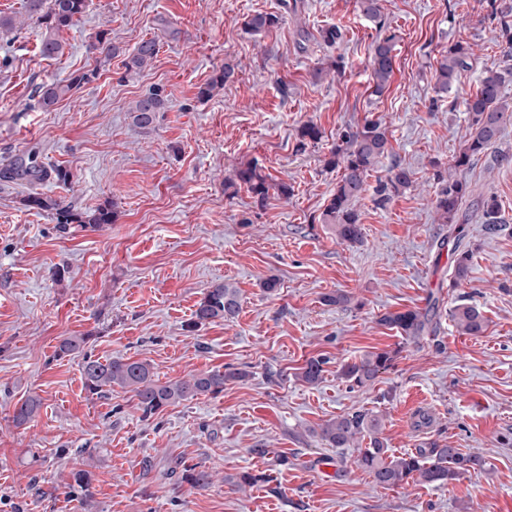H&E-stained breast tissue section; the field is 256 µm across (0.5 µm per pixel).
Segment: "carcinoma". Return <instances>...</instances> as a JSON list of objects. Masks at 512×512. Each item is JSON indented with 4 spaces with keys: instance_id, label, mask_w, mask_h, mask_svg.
Here are the masks:
<instances>
[{
    "instance_id": "cac0c4a2",
    "label": "carcinoma",
    "mask_w": 512,
    "mask_h": 512,
    "mask_svg": "<svg viewBox=\"0 0 512 512\" xmlns=\"http://www.w3.org/2000/svg\"><path fill=\"white\" fill-rule=\"evenodd\" d=\"M87 0H26V9L21 16L0 15V33L20 30L28 20H36L45 25V33L40 43V52L48 58L63 54V42L59 32L74 25L85 13ZM279 17L271 13L258 12L245 17L244 29L252 34H260L275 27ZM89 50L108 61L119 54L117 47L98 34ZM394 35H377L370 50V94L380 96L385 91L393 72ZM159 51V41L150 38L141 41L122 61L126 73H137L148 67ZM472 55L470 47L459 43L448 46L437 61L435 70V91L448 93L458 82L462 71L468 68L467 59ZM98 76V69L84 71L64 81H52L37 87V105L45 111L55 106L78 89ZM235 66L226 63L218 75L199 87L197 99L203 101L213 96L218 88L233 81ZM512 81V65L493 66L484 70L475 93L464 101L470 136L465 147L454 159V168H466L475 157L486 153L497 143L503 126L512 122V99L503 94L506 82ZM168 104L165 90L160 85L152 86L135 100L129 108L133 124L145 131L155 130L160 113ZM299 146L306 142L316 143L322 138L319 127L304 123L298 131ZM389 153L387 127L379 119L365 120L363 124L350 127L339 135V142L331 150L326 165L339 170L336 191L320 215L319 221L334 227L339 240L357 245L363 240V229L355 209L366 191V180L380 160ZM55 179L67 182L69 172L62 167L46 168L37 161L36 153L30 152L15 158L0 171V179L6 182L21 181L34 188ZM239 184L262 205L266 202L271 185L255 164H247L236 171ZM440 184L434 201V209L441 223L449 226L448 237L453 239L451 258L453 284L458 285L467 279L471 250L463 244L466 238V216L459 214L463 200L470 196L468 183L453 176L437 175ZM410 171L399 162H394L388 170L386 180L378 182L374 189L375 203L383 205L393 196L405 192L411 185ZM23 205L48 211L58 224H78L95 228L112 223L114 211L105 204L91 212H77L71 205L59 198H52L40 192H31L23 199ZM474 206L485 220V230L489 234L501 231L495 197L488 196L475 201ZM240 291L231 283H217L209 288L197 304L190 326L197 327L216 319H233L240 311ZM451 318L463 335L480 336L487 329V320L474 305L460 303L451 310ZM379 322L397 330L406 339L421 336L430 322L429 312L416 309L386 312ZM88 337L69 336L62 339L61 354L82 356V374L85 386L93 393H103L117 386L137 400L142 417L150 418L164 408L192 400L198 396L216 395L224 390V381L239 379L244 374L237 370H212L191 374L187 377L160 383L154 379L150 363L130 358H113L101 361L86 350ZM400 350L370 352L354 362L342 364L339 375L350 388H362L373 383L380 374L394 367ZM323 358H312L302 368L301 379L315 385L322 379ZM41 399L29 395L19 400L13 411V422L23 426L39 412ZM383 419L380 415L356 410L336 416L320 425L317 435L331 448H348L359 439H369L368 446L358 449L355 463L368 473L373 481L383 488H398L409 482L442 487L462 474L481 469L485 465L483 457L466 453L459 448H450L437 442L430 444V450L418 448L400 455L390 452L381 437ZM182 481L194 487H204L210 481V473L198 464L183 465ZM65 495L88 498L91 496V475L85 470L72 473L71 482L65 486Z\"/></svg>"
}]
</instances>
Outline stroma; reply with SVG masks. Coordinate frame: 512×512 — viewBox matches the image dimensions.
Returning a JSON list of instances; mask_svg holds the SVG:
<instances>
[{"label": "stroma", "mask_w": 512, "mask_h": 512, "mask_svg": "<svg viewBox=\"0 0 512 512\" xmlns=\"http://www.w3.org/2000/svg\"><path fill=\"white\" fill-rule=\"evenodd\" d=\"M381 6L379 30L358 0H298L291 12L282 0H89L61 33L58 58L41 55V25L0 37V166L35 151L70 173L42 193L78 210L109 201L116 213L95 231L63 227L22 205L20 183L0 180V512H512V125L472 167L452 168L470 133L463 101L505 56L497 16L512 0ZM257 12L281 22L247 33L242 21ZM330 25L343 32L332 47L317 38ZM381 31L395 36L394 71L375 97L369 50ZM100 32L120 50L101 67L89 50ZM152 37V65L126 73L122 54ZM457 42L471 46V67L437 95L436 60ZM228 62L234 81L198 101ZM92 68V82L52 111L38 108L36 85ZM153 85L169 107L146 133L129 108ZM371 117L386 123L392 154L368 186L395 160L412 186L381 208L364 194V242L352 247L318 221L339 179L326 161L344 129ZM309 120L323 136L302 151ZM250 162L291 195L273 190L256 205L233 183ZM439 172L466 180L472 197L496 196L504 223L487 234L463 204L473 256L457 286L438 251L448 237L433 208ZM272 276L279 288L268 293ZM222 282L241 292L238 316L190 328L204 292ZM339 291L351 295L347 307L324 303ZM432 296L439 306L419 339L378 321ZM462 300L484 313L483 335L459 334L449 310ZM67 336L88 337L103 360L149 361L162 382L228 366L245 376L145 420L122 389L86 390L81 356L56 355ZM396 347L395 368L373 384L339 378L341 364ZM313 357L326 360L314 386L299 378ZM29 395L42 407L15 426L14 406ZM359 409L382 414L392 453L436 441L485 465L441 488L377 487L355 467L356 448L315 433ZM180 460L205 466L209 485L181 482ZM79 469L91 474V498L63 493ZM245 471L270 479L238 486Z\"/></svg>", "instance_id": "obj_1"}]
</instances>
